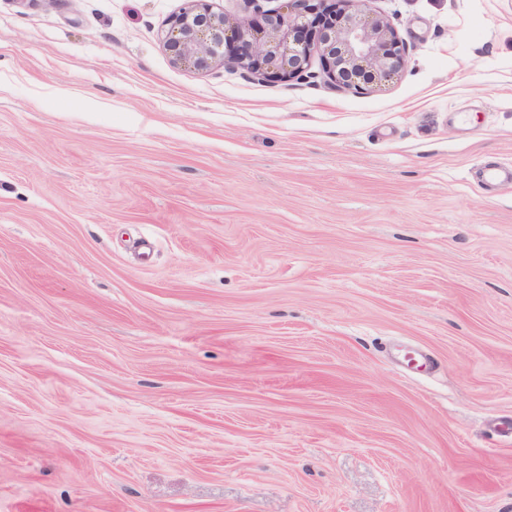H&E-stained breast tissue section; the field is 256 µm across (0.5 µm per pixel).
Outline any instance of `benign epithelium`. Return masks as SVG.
Returning <instances> with one entry per match:
<instances>
[{"mask_svg":"<svg viewBox=\"0 0 512 512\" xmlns=\"http://www.w3.org/2000/svg\"><path fill=\"white\" fill-rule=\"evenodd\" d=\"M249 2L251 16L233 21L210 0H188L168 22L164 45L172 62L202 72L231 65L275 82L316 77V55L330 83L355 91L405 64L406 47L392 24L374 14L373 0H280L269 9Z\"/></svg>","mask_w":512,"mask_h":512,"instance_id":"1","label":"benign epithelium"}]
</instances>
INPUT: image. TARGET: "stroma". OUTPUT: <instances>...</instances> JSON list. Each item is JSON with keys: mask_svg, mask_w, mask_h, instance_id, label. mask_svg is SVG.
<instances>
[{"mask_svg": "<svg viewBox=\"0 0 512 512\" xmlns=\"http://www.w3.org/2000/svg\"><path fill=\"white\" fill-rule=\"evenodd\" d=\"M185 5L0 0V512H512V0L359 92Z\"/></svg>", "mask_w": 512, "mask_h": 512, "instance_id": "35a3bbf8", "label": "stroma"}]
</instances>
